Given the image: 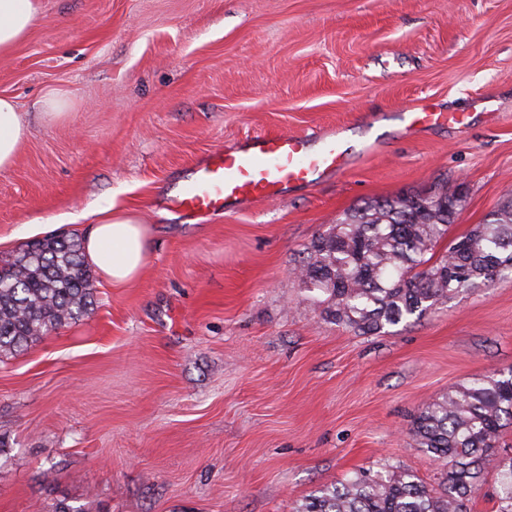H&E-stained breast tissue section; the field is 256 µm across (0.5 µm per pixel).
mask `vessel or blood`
<instances>
[{
    "label": "vessel or blood",
    "instance_id": "obj_1",
    "mask_svg": "<svg viewBox=\"0 0 512 512\" xmlns=\"http://www.w3.org/2000/svg\"><path fill=\"white\" fill-rule=\"evenodd\" d=\"M401 119L409 132L443 125L462 129L468 123L465 113L425 105L403 112ZM347 164L342 141L332 132L256 134L192 166L167 204L189 219L207 217L243 201L279 198L288 186L342 173Z\"/></svg>",
    "mask_w": 512,
    "mask_h": 512
}]
</instances>
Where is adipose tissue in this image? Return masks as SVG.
I'll list each match as a JSON object with an SVG mask.
<instances>
[{
  "label": "adipose tissue",
  "mask_w": 512,
  "mask_h": 512,
  "mask_svg": "<svg viewBox=\"0 0 512 512\" xmlns=\"http://www.w3.org/2000/svg\"><path fill=\"white\" fill-rule=\"evenodd\" d=\"M40 0H0V56L23 41L40 14ZM26 135L14 99L0 96V169L10 167ZM149 228L127 213L100 209L83 240L86 261L113 286L134 280L148 254Z\"/></svg>",
  "instance_id": "ef3b65f1"
}]
</instances>
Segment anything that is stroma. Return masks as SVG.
<instances>
[{
    "mask_svg": "<svg viewBox=\"0 0 512 512\" xmlns=\"http://www.w3.org/2000/svg\"><path fill=\"white\" fill-rule=\"evenodd\" d=\"M0 95L27 126L0 261L108 205L150 228L137 278L95 279L93 310L0 360V512H292L358 470L436 483L409 427L512 367V276L359 334L294 269L371 200L463 190L454 238L512 197V0H41ZM419 104L473 119L405 138ZM332 129L340 174L204 221L164 205L246 136Z\"/></svg>",
    "mask_w": 512,
    "mask_h": 512,
    "instance_id": "obj_1",
    "label": "stroma"
}]
</instances>
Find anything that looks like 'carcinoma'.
I'll use <instances>...</instances> for the list:
<instances>
[{
	"instance_id": "carcinoma-1",
	"label": "carcinoma",
	"mask_w": 512,
	"mask_h": 512,
	"mask_svg": "<svg viewBox=\"0 0 512 512\" xmlns=\"http://www.w3.org/2000/svg\"><path fill=\"white\" fill-rule=\"evenodd\" d=\"M465 205L461 192L433 191L357 206L307 248L297 266L300 281L326 320L363 333L487 288L512 275V198L436 255ZM95 291L77 240L51 236L27 244L0 265V355L16 354L89 313ZM511 424L512 367L419 410L409 433L444 462L437 485L408 470L360 471L315 491L295 512H468L489 471L497 478L496 512H512V456L498 452L500 433Z\"/></svg>"
}]
</instances>
